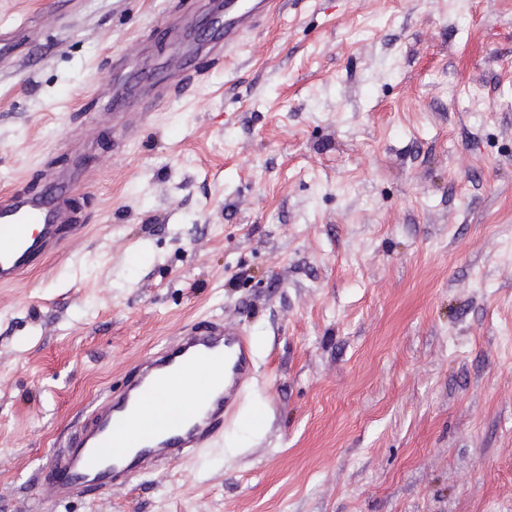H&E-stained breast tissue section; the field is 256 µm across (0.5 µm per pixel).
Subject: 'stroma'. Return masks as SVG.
Listing matches in <instances>:
<instances>
[{
	"instance_id": "1",
	"label": "stroma",
	"mask_w": 512,
	"mask_h": 512,
	"mask_svg": "<svg viewBox=\"0 0 512 512\" xmlns=\"http://www.w3.org/2000/svg\"><path fill=\"white\" fill-rule=\"evenodd\" d=\"M202 0H0V194L87 135V229L0 288V512H512V0H290L113 149L114 59ZM222 441L88 499L40 471L186 325Z\"/></svg>"
}]
</instances>
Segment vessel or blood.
<instances>
[{
  "label": "vessel or blood",
  "mask_w": 512,
  "mask_h": 512,
  "mask_svg": "<svg viewBox=\"0 0 512 512\" xmlns=\"http://www.w3.org/2000/svg\"><path fill=\"white\" fill-rule=\"evenodd\" d=\"M279 12L280 0H210V37L193 41L166 71L118 62L122 82L112 94L113 126L134 133L146 118L137 104L184 95L197 81L195 55L223 64L247 32ZM77 184V171L61 170L46 176L41 190H16L0 200V286L20 283L54 254L64 234L81 232L71 202ZM252 369L245 332L220 317L195 322L142 358L120 389L93 404L77 435L43 469L44 490L59 502L89 496L212 446L223 436L224 420ZM183 377L202 384V397L188 401L178 418L162 422L153 434L141 435L139 421L158 407L165 382Z\"/></svg>",
  "instance_id": "b4317fda"
}]
</instances>
